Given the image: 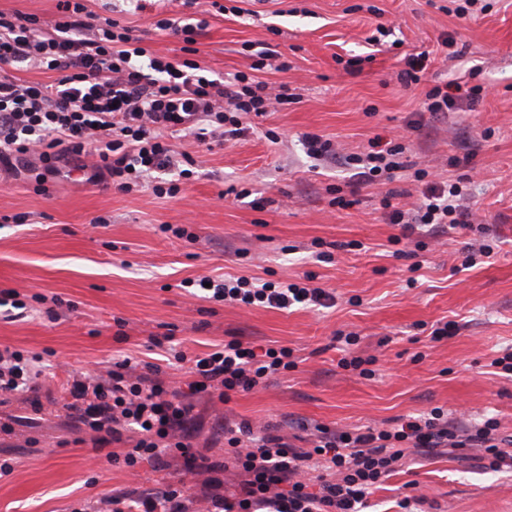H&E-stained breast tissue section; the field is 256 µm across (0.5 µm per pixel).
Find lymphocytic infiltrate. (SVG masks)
Wrapping results in <instances>:
<instances>
[{"instance_id": "lymphocytic-infiltrate-1", "label": "lymphocytic infiltrate", "mask_w": 512, "mask_h": 512, "mask_svg": "<svg viewBox=\"0 0 512 512\" xmlns=\"http://www.w3.org/2000/svg\"><path fill=\"white\" fill-rule=\"evenodd\" d=\"M206 20L173 17L154 26L180 36L185 57L174 61L148 52L132 27L102 19L86 0H59L50 21L35 13L0 12V170L10 176L27 171L48 176L61 166L91 170L96 182L126 191L150 173L190 162L187 152L170 139L181 133L198 142L235 140L247 131L245 122L291 100L287 87L271 90L254 79L276 52L262 46L253 55L251 73L213 77L190 53ZM55 72L51 83L17 77L21 67ZM402 144L376 138L367 150L352 154L360 180L375 183L402 169ZM459 184L433 186L409 210L389 212L404 237L419 227L445 224L468 228V214ZM210 298L245 306L286 310L297 304L325 305L324 288L305 283L254 285L237 277L211 281ZM288 349L257 353L241 340L195 357L192 381L165 380L159 367L138 371L129 361L114 364L106 376L66 373L71 397L68 422L89 436L95 450L123 440L132 426L139 437L112 462L133 468L143 462L163 467L172 451L189 454L194 432V395L255 389L272 374L288 370ZM31 358L0 347V391H31V407L39 402ZM229 463L245 479L237 494L225 496L210 481L189 491L185 479L169 481L162 490L140 495V512H361L367 498L402 466L407 451L433 454L441 449L479 448L490 468H512V435L501 433L497 419L461 431L441 409L429 416L406 417L393 430L338 431L319 428L310 447L299 448L270 429L254 430L249 421H225ZM322 467L331 479L310 491L307 471Z\"/></svg>"}]
</instances>
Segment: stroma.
<instances>
[{"label": "stroma", "mask_w": 512, "mask_h": 512, "mask_svg": "<svg viewBox=\"0 0 512 512\" xmlns=\"http://www.w3.org/2000/svg\"><path fill=\"white\" fill-rule=\"evenodd\" d=\"M208 0L197 39L199 60L213 72H248V46L261 41L287 55L285 71L260 80L288 85L296 103L255 119L237 141L208 146L188 138L181 148L199 167L178 181L175 196L143 184L125 193L88 183L87 172L63 168L39 186L0 176V293L17 291L22 308L0 307V347L41 358L42 408L32 413L18 393L0 392V417H20L0 433V512H97L103 499L156 492L186 473L181 454L164 469L144 463L138 475L94 459L67 425L59 367L103 374L130 359L184 376L189 359L239 339L286 348L294 365L227 403L196 397L194 441L216 465L225 494L243 480L224 465L223 417L271 425L288 439L311 438L317 426L388 428L396 419L441 408L467 428L494 417L512 435V375L494 359L512 352V0ZM244 14H236L237 6ZM102 18L135 27L157 54L183 42L154 30L157 14H186L183 0H88ZM455 43L445 57L444 40ZM428 53L431 84L483 86L459 110L421 109L425 87L398 80L404 53ZM360 55L359 71L343 58ZM330 138V162L308 158L304 133ZM400 139L406 170L388 185L359 186L355 204L331 203L332 187L352 180L343 158L364 152L375 136ZM426 171L425 180L414 177ZM469 178L463 201L471 229L421 228L412 237L389 223L386 193L420 199L426 186ZM104 218L92 227L94 218ZM187 229L176 237L174 227ZM486 243L484 264L460 270L465 247ZM246 277L309 281L334 298L332 307L287 310L229 305L203 298L197 281ZM456 332L436 341L437 324ZM355 343L345 344L346 335ZM166 336L170 350L151 347ZM185 352L177 362L174 351ZM373 358L360 375L341 358ZM422 512H512V471L486 469L478 450L414 456L368 498L365 512H403L405 497Z\"/></svg>", "instance_id": "1"}]
</instances>
